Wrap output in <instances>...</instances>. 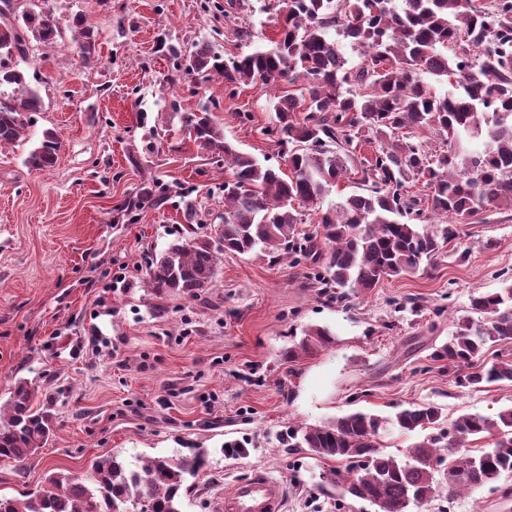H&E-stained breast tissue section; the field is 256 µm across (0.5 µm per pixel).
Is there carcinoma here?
Wrapping results in <instances>:
<instances>
[{"label": "carcinoma", "mask_w": 512, "mask_h": 512, "mask_svg": "<svg viewBox=\"0 0 512 512\" xmlns=\"http://www.w3.org/2000/svg\"><path fill=\"white\" fill-rule=\"evenodd\" d=\"M278 0L283 21L270 49L223 58L207 47L189 52L185 67L218 75L234 92L256 82L299 88L277 97L276 123L262 134L287 148L288 177L261 164L224 138L207 110L184 112L182 127L198 151L223 158L232 170L224 183L218 231L224 249L189 232L152 262L146 286L154 294L200 296L215 278L219 255L290 250L313 265L332 302L364 295L388 277L433 263L456 238V225L493 207L512 209V0ZM82 56L96 49L97 31L73 20ZM342 36L364 55L349 66ZM50 15L30 10L0 23V148L22 140L41 96L15 63L31 43L57 42ZM446 79L454 92L436 93L425 75ZM442 140L432 148L426 134ZM375 144L373 156L362 155ZM58 142L43 134L25 163L53 167ZM355 161L360 191L323 213L306 232L303 209L316 208L328 187L346 178ZM479 318H473V315ZM512 340V283L471 298L448 342L432 358L448 361L453 382L470 390L512 383V357L489 349ZM323 327L304 331L301 350L331 344ZM439 431L399 457L380 446V431ZM53 434L49 416L33 408L19 384L0 409V457L23 462ZM489 438L491 446L474 448ZM288 447L337 463L340 498L366 501L378 512H408L411 505L493 485L512 475V406L489 418L478 413L446 419L440 407L412 405L382 417L354 411L321 426H292ZM208 464L190 457H154L132 468L116 456L92 463L87 479L62 473L25 498L0 496V512H181L182 490Z\"/></svg>", "instance_id": "obj_1"}]
</instances>
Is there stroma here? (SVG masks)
<instances>
[{"mask_svg":"<svg viewBox=\"0 0 512 512\" xmlns=\"http://www.w3.org/2000/svg\"><path fill=\"white\" fill-rule=\"evenodd\" d=\"M14 6L49 14L60 35L21 62L42 107L24 142L0 149V407L26 384L54 435L25 462L0 461L1 495L42 489L53 472L84 476L102 456L138 464L204 448L209 465L188 480L181 512H221L225 490L255 471L283 484L284 512H339L330 462L283 443L288 425L413 403L492 418L512 405V384L458 388L431 358L473 295L512 282V211L459 225L426 270L342 304L326 301L293 254H223L193 300L147 288L153 258L223 212L231 174L183 139L181 113L208 107L239 151L285 164L261 130L288 84L232 95L221 78L176 69L196 46L225 58L268 46L277 0H239L229 14L224 0ZM77 15L98 33L86 58L73 41ZM243 28L250 38H238ZM48 130L58 160L31 169L24 160ZM147 181L162 203L127 211ZM312 326L328 327L333 344L298 352ZM232 440L243 453H223ZM409 512H512V497L480 488Z\"/></svg>","mask_w":512,"mask_h":512,"instance_id":"stroma-1","label":"stroma"}]
</instances>
